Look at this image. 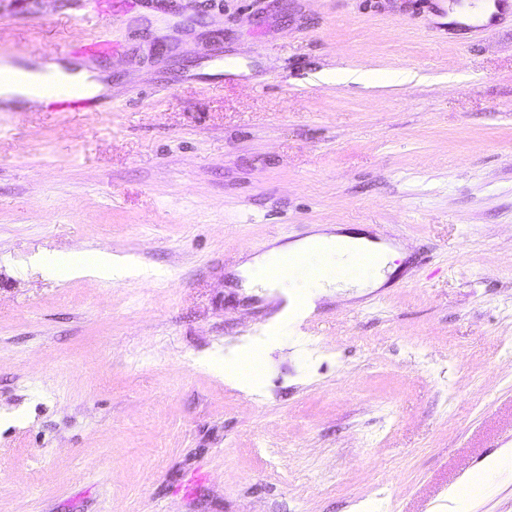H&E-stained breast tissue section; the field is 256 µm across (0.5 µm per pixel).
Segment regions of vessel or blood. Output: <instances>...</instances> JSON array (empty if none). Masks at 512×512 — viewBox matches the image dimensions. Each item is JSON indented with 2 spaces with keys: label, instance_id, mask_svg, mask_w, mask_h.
Returning a JSON list of instances; mask_svg holds the SVG:
<instances>
[{
  "label": "vessel or blood",
  "instance_id": "b4317fda",
  "mask_svg": "<svg viewBox=\"0 0 512 512\" xmlns=\"http://www.w3.org/2000/svg\"><path fill=\"white\" fill-rule=\"evenodd\" d=\"M73 21L80 34L73 38L70 54L110 52L111 42L100 31L103 19L99 10L83 11ZM96 105L95 99L84 96L78 89L60 84L39 107L44 112H87ZM375 265L373 254L366 250L323 249L313 266H306L303 257L298 256L293 262L274 265L268 277L289 298L298 300L336 283L366 279L374 273Z\"/></svg>",
  "mask_w": 512,
  "mask_h": 512
}]
</instances>
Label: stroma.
<instances>
[{
	"mask_svg": "<svg viewBox=\"0 0 512 512\" xmlns=\"http://www.w3.org/2000/svg\"><path fill=\"white\" fill-rule=\"evenodd\" d=\"M80 2L0 0V56L64 49ZM98 6L104 111L0 112V512H424L512 438V13ZM318 225L401 268L267 335L234 271ZM97 251L135 267L32 261ZM249 353L256 395L227 377Z\"/></svg>",
	"mask_w": 512,
	"mask_h": 512,
	"instance_id": "35a3bbf8",
	"label": "stroma"
}]
</instances>
